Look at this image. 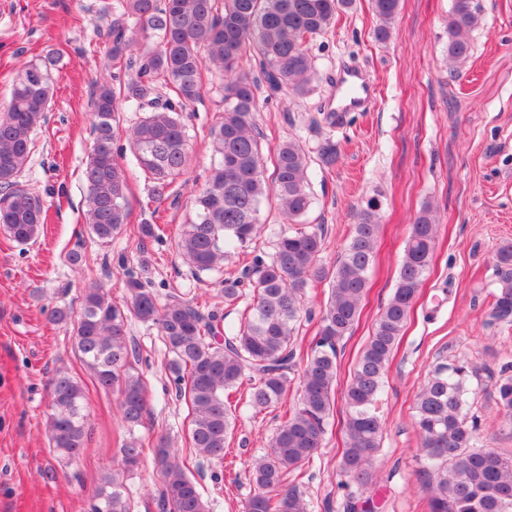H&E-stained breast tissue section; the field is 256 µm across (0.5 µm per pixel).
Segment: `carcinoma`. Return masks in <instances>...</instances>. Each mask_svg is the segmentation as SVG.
I'll list each match as a JSON object with an SVG mask.
<instances>
[{
  "label": "carcinoma",
  "mask_w": 512,
  "mask_h": 512,
  "mask_svg": "<svg viewBox=\"0 0 512 512\" xmlns=\"http://www.w3.org/2000/svg\"><path fill=\"white\" fill-rule=\"evenodd\" d=\"M400 0H370L381 25L375 39L390 38V23ZM354 0H118L106 2L108 53L115 66L133 70L125 81L116 75L94 82L93 143L83 170L85 221L101 242L117 234L130 215L129 175L122 163L131 152L152 184V198L165 196L172 183L192 164L184 112L202 94L208 70L221 81L224 111L211 129L213 153L202 188L194 195L193 217L182 225L177 250L194 275L220 271L236 250L248 247L263 228V202L273 198L289 224L268 256L256 255L241 277L223 282L224 302L244 295L251 301L237 325L223 326L205 314L179 288L164 300L150 288L148 266L126 273L123 303L112 299L102 283L85 289L77 314L55 308L49 319L74 320L75 346L96 384L118 393L129 438L119 448L118 469L100 478L89 512H130L120 474L139 464L143 444L134 437L148 413L147 387L131 366L135 347L128 319L157 326L172 355L170 381L189 409L187 447L199 462L224 463V446L232 408L225 394L249 381V405L264 410L278 405L295 390L297 406L272 434L269 450L249 464L254 493L244 512H310L300 485L304 466L324 447L336 402L338 345L360 319L368 288L367 272L377 253L381 224L379 199L372 197L357 213L350 241L334 266L320 260L322 225H303L311 204V157L296 139L273 150V172L266 175L262 134L254 115L257 89L286 88L298 98L311 96L319 78L308 50L309 39L324 35ZM134 24H129V20ZM481 17L474 0H453L448 20V56L466 61L472 46L469 32ZM154 49L134 48L149 39ZM253 59L258 75L240 70ZM52 55L31 60L18 69L6 109L0 113V226L19 243L34 239L45 219L42 196L19 187L17 177L31 159L35 130L45 120L53 94ZM168 90L160 100L159 87ZM121 102L144 110L126 132L127 146L116 145V112ZM438 225L430 211L410 225L396 287L373 324L368 342L353 366L344 389V448L338 464L340 486L347 489L344 512H376L363 491L376 485V460L383 423L377 413L390 358L397 348L420 287L433 259ZM496 291L487 312L490 325L512 324V243L495 254ZM325 284L327 299L319 327L306 355L296 347L302 321L304 289ZM301 367L298 383L290 373ZM479 368L468 360L435 364L415 395V427L426 482L429 512H512V454L478 448V416L471 412L468 384ZM503 422L512 425V364L501 366L493 379ZM52 421L49 427L57 457L78 458L87 438L85 391L74 376L58 371L49 384ZM161 475L163 512H209L198 483L189 475L187 459L161 440L156 450Z\"/></svg>",
  "instance_id": "1"
}]
</instances>
